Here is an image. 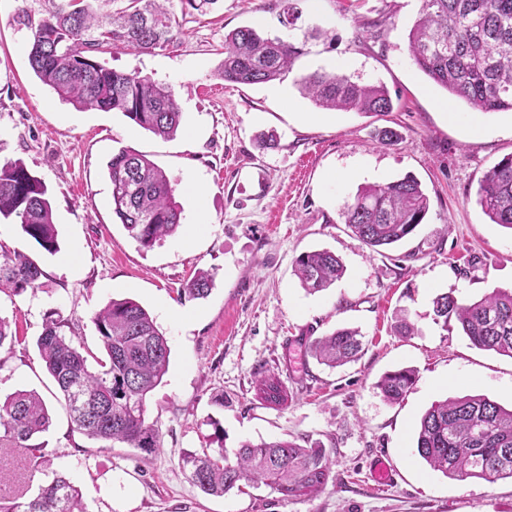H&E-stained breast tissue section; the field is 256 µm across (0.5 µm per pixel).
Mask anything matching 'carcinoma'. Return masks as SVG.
<instances>
[{
  "instance_id": "carcinoma-1",
  "label": "carcinoma",
  "mask_w": 512,
  "mask_h": 512,
  "mask_svg": "<svg viewBox=\"0 0 512 512\" xmlns=\"http://www.w3.org/2000/svg\"><path fill=\"white\" fill-rule=\"evenodd\" d=\"M47 0L39 18L23 10L16 22L31 32L29 65L36 77L80 110L120 112L137 126L162 138L175 136L182 112L171 87L148 76L124 73L99 62L96 54L134 47L152 52L173 43L175 15L159 0ZM409 34L417 69L449 95L480 112H512V0H421ZM304 54L297 43L264 37L250 26L224 35L221 74L230 84L281 81ZM299 92L327 111L388 112L382 85H363L333 71L316 70L294 79ZM112 211L145 249L173 235L182 208L171 178L146 156L125 149L108 165ZM477 203L494 224L512 230V156L479 180ZM428 196L418 181L405 176L358 189L341 211L344 223L364 245L387 247L401 242L424 223ZM14 217L22 231L48 253L57 251L58 232L46 188L20 163L0 167V218ZM295 272L310 294L341 279V260L327 250L304 252ZM43 271L31 258L0 250V293L19 295L40 287ZM211 275L201 270L181 289L191 298L207 296ZM434 312L443 323L455 318L472 346L512 358V290L495 288L481 299L461 303L439 295ZM102 342L101 355H84L63 333L70 326L56 311L45 314L36 345L45 368L68 406L71 422L89 438L111 448L152 451L160 447L158 429L146 422V399L168 371L170 348L148 311L125 298L112 300L93 317ZM358 331L338 328L311 345L312 355L331 368L357 359ZM98 370H91L88 359ZM416 382L406 367L384 374L376 383L384 398L396 402ZM263 399L280 405L287 393L275 378L262 380ZM44 399L20 390L0 401V447L27 448L34 466L46 457L30 440L49 429ZM416 451L444 475L489 482L512 478V409L485 395H465L432 403L416 430ZM225 463L224 449L212 448L182 458L188 479L207 495L222 496L240 483L264 484L289 499L321 491L330 476L321 446L290 440L244 442ZM0 512H85L83 494L70 479L55 474L29 501L0 498Z\"/></svg>"
}]
</instances>
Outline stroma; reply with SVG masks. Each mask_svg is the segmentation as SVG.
Here are the masks:
<instances>
[{"mask_svg":"<svg viewBox=\"0 0 512 512\" xmlns=\"http://www.w3.org/2000/svg\"><path fill=\"white\" fill-rule=\"evenodd\" d=\"M294 30L280 22L285 0H220L201 16L175 0L180 22L166 49H118L101 57L113 69L170 85L183 129L164 139L119 112L79 110L62 101L28 63L30 32L20 11L41 15L45 0H0V165L22 163L42 181L58 231L50 254L14 219L0 221V247L31 256L40 288L0 295V317L17 340L0 351V395L37 391L49 430L37 436L46 460L22 448L0 484L24 498L62 474L84 493L86 512H512V479H455L418 456L414 431L433 402L483 394L512 407V358L475 348L457 321L437 322L433 300L451 293L480 299L512 289V230L491 223L476 202L478 181L512 155V112L483 113L454 101L413 64L409 29L421 0H297ZM250 25L305 41L295 74L332 70L345 59L353 80L384 84L386 114L317 109L296 85H232L218 71L224 36ZM320 38H311L312 30ZM394 142L378 143L381 131ZM145 154L176 179L182 224L146 249L112 212L107 164L119 150ZM416 178L430 199L427 218L401 244L373 251L344 224L341 211L359 187ZM194 184L198 194L186 193ZM326 249L343 277L310 294L294 271L302 252ZM214 276L207 298L182 295L198 271ZM130 298L168 340L170 363L149 394L146 420L161 446L145 452L102 447L72 426L36 340L47 311L76 326L79 343L99 352L92 318ZM413 330L403 333L401 322ZM360 330L356 362L331 369L310 342L339 327ZM417 371L402 401L376 387L387 371ZM276 376L288 389L274 406L256 394ZM220 394L223 405L211 398ZM288 439L324 446L325 489L282 499L267 486L203 493L180 466L205 448L234 453L242 442ZM388 458L395 481L372 488L370 467Z\"/></svg>","mask_w":512,"mask_h":512,"instance_id":"1","label":"stroma"}]
</instances>
